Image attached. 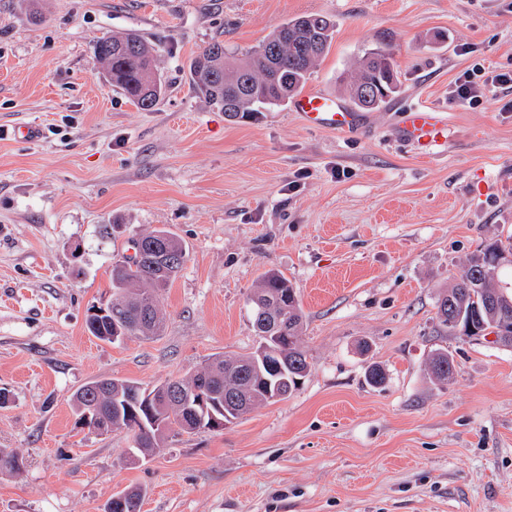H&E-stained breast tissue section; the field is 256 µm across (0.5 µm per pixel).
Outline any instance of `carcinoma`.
Here are the masks:
<instances>
[{
	"label": "carcinoma",
	"mask_w": 512,
	"mask_h": 512,
	"mask_svg": "<svg viewBox=\"0 0 512 512\" xmlns=\"http://www.w3.org/2000/svg\"><path fill=\"white\" fill-rule=\"evenodd\" d=\"M312 19L320 25V51L304 57L296 54L294 28L300 18L278 25L261 44L242 57L224 49L215 41L205 47L190 66L191 86L196 94L230 121L253 116L281 99V92L293 97L305 87L312 70L329 50L333 24L322 15ZM95 62L112 86L120 89L138 107L149 110L164 94V82L155 67L157 48L135 32L114 33L98 39L92 47ZM397 79L395 63L381 51H369L359 62L350 86L357 106H362L359 92L367 82ZM140 238L148 242V253L140 261L124 256L112 262V298L106 314L92 313L86 318L90 334L105 342L113 336H140L151 339L165 329L160 301L165 288L178 277L187 260L184 242L166 228H157ZM503 242L495 241L469 258L468 266L451 288L437 300L438 325L448 335L465 326H479L488 321L483 309L484 294L500 288L498 274L489 264L488 255ZM502 289V288H500ZM512 298V291L502 289ZM251 326L257 337L255 350L247 356L217 354L187 380H166L152 389L136 381L98 379L80 388L73 396L76 413H92L100 423L133 433L130 457H149L166 441L183 433L202 430L186 409L172 405L162 410L146 404V394L169 385L189 388L201 384L206 396L223 402L232 396L227 412L229 422L240 419L255 407L268 402V391L287 398L299 389L309 371V362L300 346L303 314L292 284L275 270L264 272L250 293ZM432 377L448 383L453 372V358L439 349L430 358ZM24 460L11 448H0V473H18ZM125 512H140L143 492L139 488L123 491Z\"/></svg>",
	"instance_id": "1"
}]
</instances>
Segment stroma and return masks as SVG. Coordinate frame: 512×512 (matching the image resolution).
Returning <instances> with one entry per match:
<instances>
[{
    "instance_id": "35a3bbf8",
    "label": "stroma",
    "mask_w": 512,
    "mask_h": 512,
    "mask_svg": "<svg viewBox=\"0 0 512 512\" xmlns=\"http://www.w3.org/2000/svg\"><path fill=\"white\" fill-rule=\"evenodd\" d=\"M0 0V512H103L140 488L141 512H512V346L441 333L440 292L512 236V87L460 105L458 77L512 72V0ZM334 26L308 85L360 124L306 125L293 105L227 120L193 92L209 43L258 45L287 19ZM134 31L166 91L140 109L90 46ZM391 49L398 90L373 110L348 92L365 50ZM445 139L424 147L407 112ZM33 127L36 138L20 137ZM165 227L188 260L152 340L85 328L111 297L112 260ZM273 269L297 291L310 372L287 399L129 462L130 432L77 424L100 377L150 388L256 338L247 297ZM454 373L434 383L432 351ZM380 365L383 385L367 382ZM408 132L425 145H441L444 138L443 129L438 125L435 113L426 109H418L410 112L408 118Z\"/></svg>"
}]
</instances>
